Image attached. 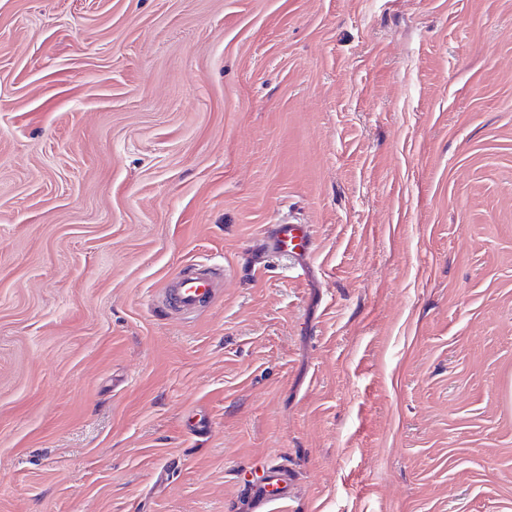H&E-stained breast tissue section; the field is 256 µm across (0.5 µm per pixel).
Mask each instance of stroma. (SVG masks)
Returning a JSON list of instances; mask_svg holds the SVG:
<instances>
[{"label": "stroma", "instance_id": "obj_1", "mask_svg": "<svg viewBox=\"0 0 512 512\" xmlns=\"http://www.w3.org/2000/svg\"><path fill=\"white\" fill-rule=\"evenodd\" d=\"M269 460L512 512V0H0V512H246ZM262 235L265 241L263 255L266 262L269 259H299L306 255L313 245L309 225L289 220L266 225ZM222 278V270L199 264L194 271L172 279L161 299L184 313H192L209 303L220 291Z\"/></svg>", "mask_w": 512, "mask_h": 512}]
</instances>
